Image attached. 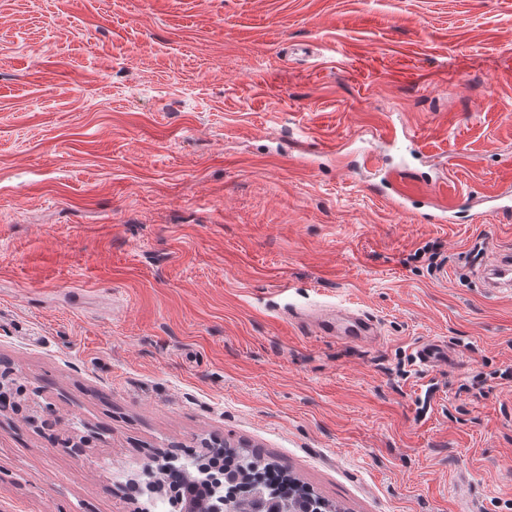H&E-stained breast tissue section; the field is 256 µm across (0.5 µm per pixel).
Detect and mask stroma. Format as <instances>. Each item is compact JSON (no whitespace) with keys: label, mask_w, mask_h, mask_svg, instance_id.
Listing matches in <instances>:
<instances>
[{"label":"stroma","mask_w":512,"mask_h":512,"mask_svg":"<svg viewBox=\"0 0 512 512\" xmlns=\"http://www.w3.org/2000/svg\"><path fill=\"white\" fill-rule=\"evenodd\" d=\"M511 58L512 0H0V512H141L216 439L341 512H512ZM407 170L469 211L398 215ZM397 196H392L389 198V203L392 208H394L399 213H411V216L414 217L415 220L419 222H424L428 224H451L455 223L461 217L460 214L463 213V209L466 205V202L469 198H464L465 200L460 203V201L455 206H450L443 209L437 210H427L415 213L417 207L409 206L407 201L404 199L407 195L403 193H397ZM415 358L420 366L426 368L447 363L449 366L452 363L448 357L447 347L431 339L417 346Z\"/></svg>","instance_id":"1"}]
</instances>
